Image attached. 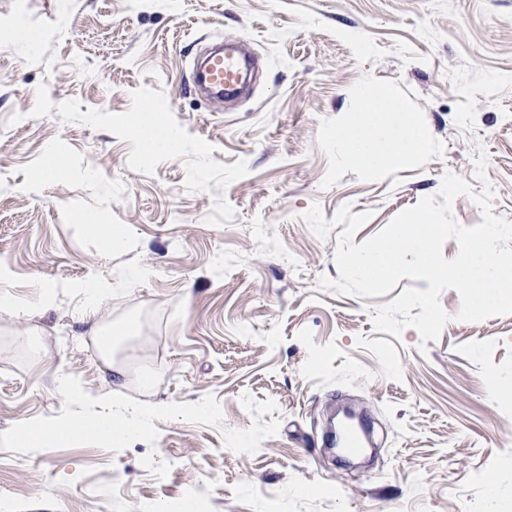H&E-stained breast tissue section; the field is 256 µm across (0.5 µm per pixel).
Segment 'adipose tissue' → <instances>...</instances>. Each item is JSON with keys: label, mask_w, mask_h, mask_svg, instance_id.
I'll list each match as a JSON object with an SVG mask.
<instances>
[{"label": "adipose tissue", "mask_w": 512, "mask_h": 512, "mask_svg": "<svg viewBox=\"0 0 512 512\" xmlns=\"http://www.w3.org/2000/svg\"><path fill=\"white\" fill-rule=\"evenodd\" d=\"M134 122L145 154L177 149L178 139L158 129L149 106L139 109ZM334 140L341 154L368 169L400 163L426 148L413 115L397 106L391 92L375 89L367 91L363 109L346 127L337 130Z\"/></svg>", "instance_id": "1"}]
</instances>
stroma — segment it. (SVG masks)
<instances>
[{
	"label": "stroma",
	"instance_id": "1",
	"mask_svg": "<svg viewBox=\"0 0 512 512\" xmlns=\"http://www.w3.org/2000/svg\"><path fill=\"white\" fill-rule=\"evenodd\" d=\"M41 40L0 64V267L31 318L0 308V432L64 407L57 379L95 397L112 374L73 283L112 287L96 320L123 344L120 394L165 405L219 402L222 425L159 420L155 444L0 448V500L13 512H512V313L459 320L457 291L437 340L375 331L376 297L321 286L338 278L343 206L370 212L354 244L436 195L445 174L494 188L512 221V0H0ZM245 41L260 79L217 105L185 81L197 50ZM391 91L428 146L369 171L332 142L363 90ZM149 105L179 131L174 153L144 156L131 121ZM72 172L46 176L52 153ZM487 157V182L474 160ZM319 205L325 236L304 220ZM88 217L129 230L105 254ZM145 276L127 281L131 268ZM56 286L49 306L39 285ZM273 400L257 452L222 432L254 417L243 393ZM367 411L381 441L350 472L322 444L336 401ZM169 463L157 479L147 454Z\"/></svg>",
	"mask_w": 512,
	"mask_h": 512
}]
</instances>
